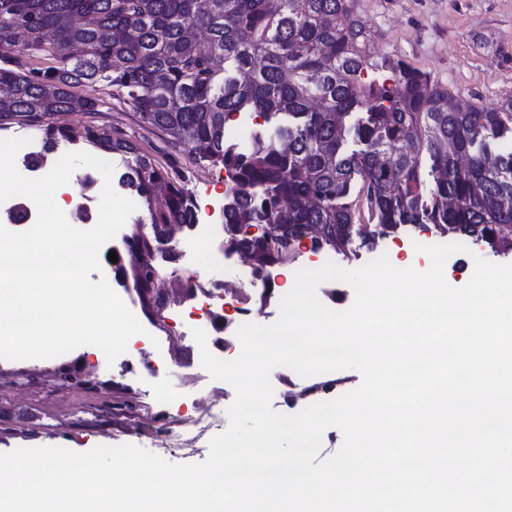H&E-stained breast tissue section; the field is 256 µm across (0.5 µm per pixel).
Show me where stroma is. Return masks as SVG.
<instances>
[{
  "label": "stroma",
  "mask_w": 512,
  "mask_h": 512,
  "mask_svg": "<svg viewBox=\"0 0 512 512\" xmlns=\"http://www.w3.org/2000/svg\"><path fill=\"white\" fill-rule=\"evenodd\" d=\"M354 10L367 27L374 58H401L428 72L450 94L484 107L512 96V0H354ZM98 122L121 129L144 152L157 156L166 147L160 132L140 127L131 111L115 101H106ZM180 164L200 216L210 224L222 223L223 171L185 158ZM432 238V232L416 229L380 240L377 249L391 263L422 268L429 258L411 244ZM195 261L186 234L175 248L155 256L160 274L175 289ZM105 277L157 342L173 337L164 366L154 375L144 372L141 363L148 354L139 341L126 368L108 365L92 345L51 359H0V453L43 446L84 453L99 445L132 444L173 463L204 461L212 432L180 446L165 448L158 441L168 421L196 412L209 393L207 377L186 380L185 365L196 360L198 351L182 336L202 298L188 299L181 315L158 325L131 284L116 282L110 271Z\"/></svg>",
  "instance_id": "35a3bbf8"
}]
</instances>
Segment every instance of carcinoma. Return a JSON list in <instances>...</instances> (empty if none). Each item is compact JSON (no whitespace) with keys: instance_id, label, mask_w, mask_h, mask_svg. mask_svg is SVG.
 <instances>
[{"instance_id":"cac0c4a2","label":"carcinoma","mask_w":512,"mask_h":512,"mask_svg":"<svg viewBox=\"0 0 512 512\" xmlns=\"http://www.w3.org/2000/svg\"><path fill=\"white\" fill-rule=\"evenodd\" d=\"M65 16L79 23L56 30ZM13 19L54 31L26 50L59 66L24 69ZM367 41L351 0H0V84L12 91L0 130L38 128L41 164L61 140L121 157L150 230L133 226L114 270L154 318L168 288L152 262L158 227L197 219L178 155L226 172L224 240L259 275L290 263L306 236L351 259L363 221L374 227L367 245L412 226L512 254V97L450 108L447 88L402 59L377 63ZM378 65L392 83L363 80ZM104 94L165 136L166 164L93 121L55 120L98 114ZM243 112L264 120L245 151L225 138Z\"/></svg>"}]
</instances>
